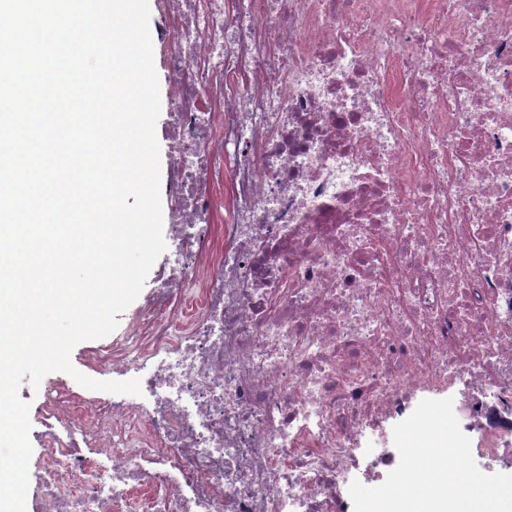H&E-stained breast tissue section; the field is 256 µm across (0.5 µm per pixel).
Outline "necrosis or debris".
Instances as JSON below:
<instances>
[{
  "label": "necrosis or debris",
  "mask_w": 512,
  "mask_h": 512,
  "mask_svg": "<svg viewBox=\"0 0 512 512\" xmlns=\"http://www.w3.org/2000/svg\"><path fill=\"white\" fill-rule=\"evenodd\" d=\"M161 7L176 251L88 357L141 396L34 411L41 512H350L447 396L512 466V0Z\"/></svg>",
  "instance_id": "4bbe7bcc"
}]
</instances>
